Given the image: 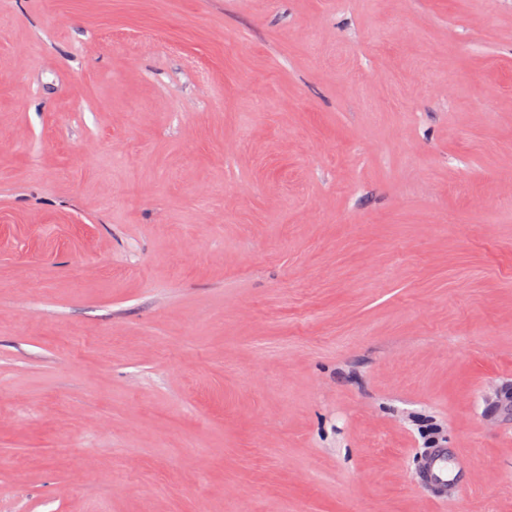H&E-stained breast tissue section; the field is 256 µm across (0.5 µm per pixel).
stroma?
<instances>
[{
    "label": "stroma",
    "mask_w": 512,
    "mask_h": 512,
    "mask_svg": "<svg viewBox=\"0 0 512 512\" xmlns=\"http://www.w3.org/2000/svg\"><path fill=\"white\" fill-rule=\"evenodd\" d=\"M507 392L512 0H0V512H512ZM465 467L463 457L449 452L448 448H434L422 458L418 477L436 498L444 499L462 485Z\"/></svg>",
    "instance_id": "obj_1"
}]
</instances>
